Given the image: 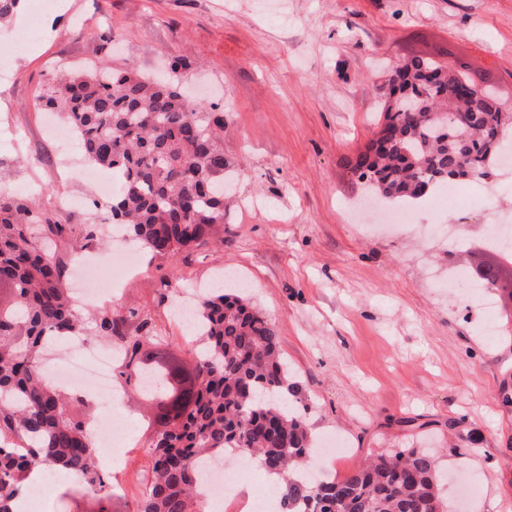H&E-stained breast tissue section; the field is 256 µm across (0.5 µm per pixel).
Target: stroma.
Returning <instances> with one entry per match:
<instances>
[{"label":"stroma","instance_id":"stroma-1","mask_svg":"<svg viewBox=\"0 0 512 512\" xmlns=\"http://www.w3.org/2000/svg\"><path fill=\"white\" fill-rule=\"evenodd\" d=\"M413 56L458 58L479 85L512 101V0H50L0 22V191L81 223L97 196L59 178L63 156L40 108L60 72L89 63L148 74L180 61L196 105L224 115L222 146L234 175L230 232L220 247L179 260L142 259L113 302L138 305L167 336L185 328L163 299L170 270L197 293L220 274L272 318L320 437L346 453L319 470L343 476L366 458L412 442L421 427L440 451L448 512H512V301L486 315L468 271L486 243L489 205L441 189L411 204L414 219L384 229L383 204L367 200L349 163L371 139L389 68ZM463 224L448 245L429 224ZM462 278L449 281V268ZM145 404L120 407L136 445L108 489L116 512H135L149 467ZM457 421L449 429V421ZM472 477V501L452 481ZM48 512H90L94 494L48 472Z\"/></svg>","mask_w":512,"mask_h":512}]
</instances>
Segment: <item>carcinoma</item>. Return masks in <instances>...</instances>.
Listing matches in <instances>:
<instances>
[{
	"mask_svg": "<svg viewBox=\"0 0 512 512\" xmlns=\"http://www.w3.org/2000/svg\"><path fill=\"white\" fill-rule=\"evenodd\" d=\"M177 68L164 78L131 69L90 66L63 75L42 97L82 136L89 161L121 178L105 204L107 219L154 256L178 255L224 243V118L184 96ZM392 91L407 92L410 112H385L389 134L365 145L353 166L371 193L412 202L435 186L487 176L512 141L496 139L512 127L490 86L466 99H440L429 86L469 80L457 67L412 57ZM82 229L0 195V438L26 444L22 454L0 445V512L16 502L32 473L55 467L84 488L105 491L88 435L90 406L70 397L41 369L49 340L84 335L126 352L118 381L151 404L152 480L137 512H205L197 463L227 448L256 458L280 477L279 512H446L437 460L423 448L380 455L341 479H313L312 429L297 407L302 389L279 349L275 323L250 305L240 288H211L197 308L204 325L200 353L188 360L152 320L116 305L87 319L74 307L65 264L53 247ZM475 282L512 294L499 268L478 267Z\"/></svg>",
	"mask_w": 512,
	"mask_h": 512,
	"instance_id": "cac0c4a2",
	"label": "carcinoma"
}]
</instances>
